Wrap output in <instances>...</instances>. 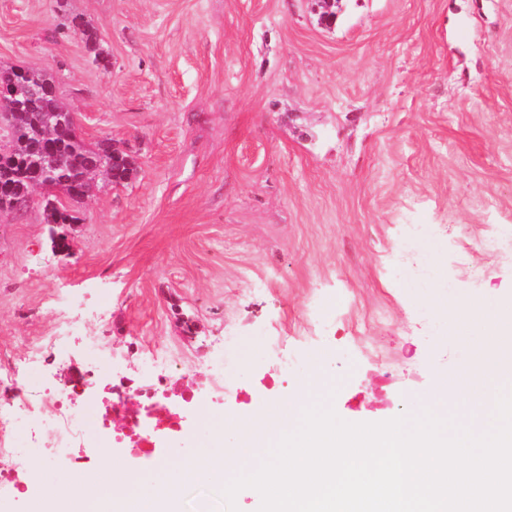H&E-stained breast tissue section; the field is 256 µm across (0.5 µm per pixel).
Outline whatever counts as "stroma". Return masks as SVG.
I'll return each instance as SVG.
<instances>
[{
    "instance_id": "1",
    "label": "stroma",
    "mask_w": 512,
    "mask_h": 512,
    "mask_svg": "<svg viewBox=\"0 0 512 512\" xmlns=\"http://www.w3.org/2000/svg\"><path fill=\"white\" fill-rule=\"evenodd\" d=\"M71 13L95 28L108 67L69 30ZM9 67L56 75L85 142L128 144L140 166L79 203L69 253L54 250L66 227L45 223L42 203L0 214V366L22 371L25 397L97 363L98 389L76 400L96 416L113 384H142L158 348L204 388L225 337L238 340L237 394L191 405L168 389L180 431L156 434L148 456L115 451L120 467L147 474L217 441L237 447L243 418L316 376L334 382L344 421L412 413L457 377L468 345L448 340L442 308L512 299V259L478 246L512 225V0H347L331 29L312 0H0ZM407 224L450 240L410 291L391 275ZM456 242L485 269L479 285ZM424 311L434 321L420 329ZM64 318L82 335L28 363ZM373 349L428 369L390 379L367 362ZM103 471L43 462L0 512H57L59 485Z\"/></svg>"
}]
</instances>
